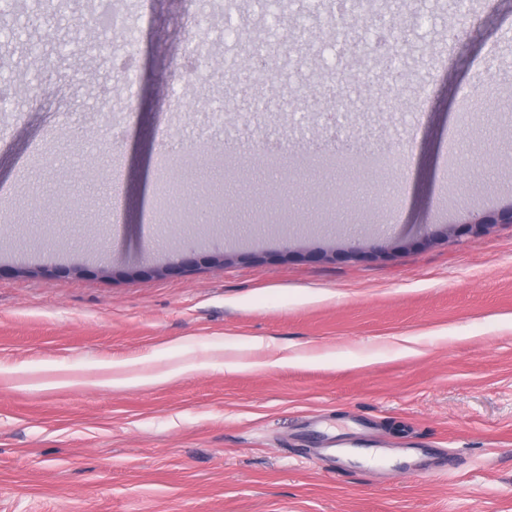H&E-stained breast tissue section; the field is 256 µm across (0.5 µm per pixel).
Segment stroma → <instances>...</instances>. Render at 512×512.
Segmentation results:
<instances>
[{
    "instance_id": "35a3bbf8",
    "label": "stroma",
    "mask_w": 512,
    "mask_h": 512,
    "mask_svg": "<svg viewBox=\"0 0 512 512\" xmlns=\"http://www.w3.org/2000/svg\"><path fill=\"white\" fill-rule=\"evenodd\" d=\"M303 2L112 0L123 35L92 26L98 0H17L0 17L22 33L0 81L30 89L0 102V512H512V224L456 230L512 206V0L464 17L450 0H359L358 48L298 32L272 54ZM384 13L406 29L383 44ZM228 21L271 78L254 82L257 60L223 67ZM191 38L206 77L178 112L154 89L182 87ZM127 52L131 90L113 67ZM237 78L253 101L209 125L206 101L231 102ZM477 93L462 128L453 114ZM390 99L400 108L380 111ZM258 128L301 154L383 146L392 186L310 163L285 185L210 158L194 178L221 181L229 222H150L168 133L208 155ZM133 224L145 245L129 281ZM355 241L387 254L314 257ZM189 250L193 273L154 274ZM221 252L231 261L208 263ZM50 262L62 274L15 273ZM240 358L257 369H226ZM115 361L158 380L112 387Z\"/></svg>"
}]
</instances>
